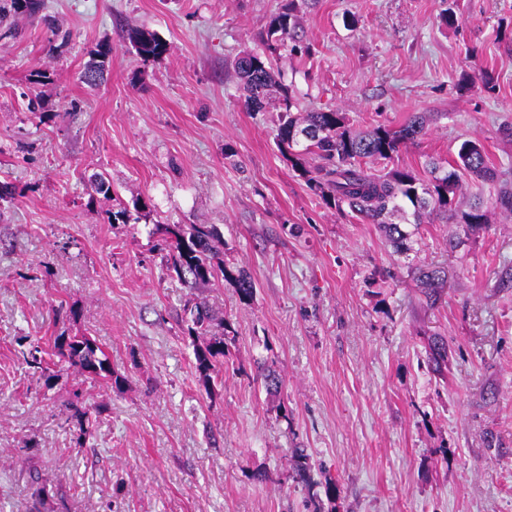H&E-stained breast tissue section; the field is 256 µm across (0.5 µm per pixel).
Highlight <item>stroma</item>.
<instances>
[{
  "label": "stroma",
  "instance_id": "1",
  "mask_svg": "<svg viewBox=\"0 0 512 512\" xmlns=\"http://www.w3.org/2000/svg\"><path fill=\"white\" fill-rule=\"evenodd\" d=\"M284 2L45 0L32 20L0 0V182L16 189L0 204V512H28L33 469L70 512H512V213L492 207L497 185L467 183L461 204L483 200L489 229L424 224L399 255L326 207L278 150L276 108L247 111L232 67ZM57 27L69 41L54 50ZM134 28L163 38L161 60L134 54ZM300 28L311 55L284 47L272 64L301 110L357 128L424 115L395 157L423 179L469 138L512 171V0H308ZM101 43L107 81L90 87L79 74ZM484 72L494 91H460ZM123 208L129 223H112ZM167 224L215 225L253 299L170 275ZM422 265L448 271L432 307L410 276ZM195 298L236 336L212 394L182 333ZM61 305L79 317L56 320ZM62 329L95 336L126 379L92 389L104 412L82 447L65 410L79 375L45 389L18 344ZM298 448L335 499L310 505Z\"/></svg>",
  "mask_w": 512,
  "mask_h": 512
}]
</instances>
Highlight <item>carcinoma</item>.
<instances>
[{
	"label": "carcinoma",
	"instance_id": "carcinoma-1",
	"mask_svg": "<svg viewBox=\"0 0 512 512\" xmlns=\"http://www.w3.org/2000/svg\"><path fill=\"white\" fill-rule=\"evenodd\" d=\"M298 0H288L271 15L265 30L266 51L245 52L234 61L233 69L244 90V105L250 112L265 110L271 92L278 93V126L276 145L288 157L292 167L309 187L319 194L323 202L338 209L348 208L367 224L380 227L395 252L405 254L411 250L412 232L406 225L419 226L437 219L457 217V223L472 232L488 228L487 211L476 205L466 211L456 210V198L462 191L460 171L465 170L492 181L496 177L483 145L476 139L461 142L457 151V165L447 168L431 163L430 178L423 180L412 170L393 165L394 156L401 146L415 141L425 129V120L414 116L397 129L376 124L367 131L351 127L344 113L336 110L299 111V101L290 86L283 83L272 68L271 55L288 45L295 54H306L309 47L298 40ZM130 44L144 62L158 61L166 53L165 42L147 29H133ZM111 49L102 46L81 73L82 82L97 86L104 80V72ZM398 213L402 224L383 221L389 214ZM168 238L161 249L166 251L168 269L187 288H199L219 279L231 282L241 300L250 301L255 292L251 278L243 271L235 272L218 261L224 245L218 229L209 224H172L167 228ZM414 279L429 305L441 298L447 282V273L441 266H419ZM183 335L194 347L195 368L207 391L216 387L229 354V344L235 341L230 325L216 320L201 306L191 312V319L182 328ZM25 364L38 375L46 388H51L59 375L51 369L48 358H58L57 364L75 368L93 383L102 382L121 389L125 378L112 369L109 358L91 336L61 331L52 344L43 347L31 343L21 351ZM448 361V347L439 341L430 345L429 363L440 374ZM74 400L66 405L69 418L76 422L80 435L87 434L92 417L101 414L78 407L82 388L73 392ZM310 455L306 449L295 451L293 479L307 491L311 500L318 494V483L312 475ZM55 497L61 512H67L65 495L55 486L34 473L31 484L30 512H42L47 499Z\"/></svg>",
	"mask_w": 512,
	"mask_h": 512
}]
</instances>
